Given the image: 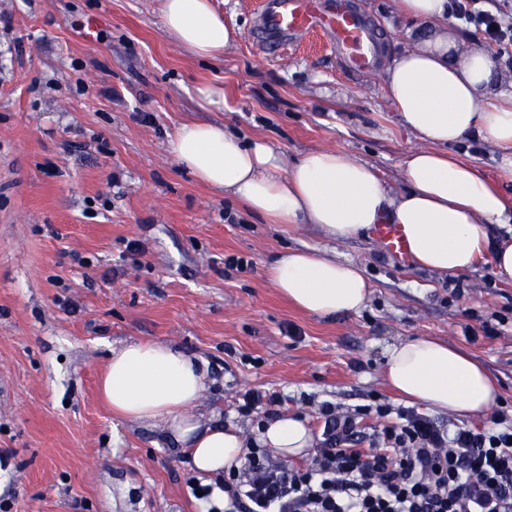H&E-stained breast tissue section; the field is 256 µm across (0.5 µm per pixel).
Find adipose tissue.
Instances as JSON below:
<instances>
[{
	"label": "adipose tissue",
	"instance_id": "ef3b65f1",
	"mask_svg": "<svg viewBox=\"0 0 512 512\" xmlns=\"http://www.w3.org/2000/svg\"><path fill=\"white\" fill-rule=\"evenodd\" d=\"M396 2L401 15L431 27L385 69L390 101L423 142L404 159L405 189L394 190L354 154L313 149L290 162L270 142L247 141L212 123L181 124L170 150L198 180L270 223L315 224L334 241L375 224H398L421 268L454 275L473 270L485 255L493 275L512 280V236L488 237L489 225L512 222V210L472 163L451 150L474 136L502 149L501 165L512 170V79H499L495 55L449 37L448 0ZM162 24L168 37L201 58L224 52L235 40L210 0H163ZM266 274L282 296L320 317L359 313L370 294L359 265L321 250L284 252ZM385 355L386 377L408 403L467 418L496 401L487 370L458 347L419 337L389 345ZM204 391L202 360L141 341L114 348L100 382L115 415L165 425L207 477L239 466L249 444L240 430L207 425L194 415ZM259 440L283 457L305 455L316 443L306 422L288 415L267 420Z\"/></svg>",
	"mask_w": 512,
	"mask_h": 512
}]
</instances>
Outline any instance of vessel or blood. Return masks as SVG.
I'll list each match as a JSON object with an SVG mask.
<instances>
[{"instance_id": "b4317fda", "label": "vessel or blood", "mask_w": 512, "mask_h": 512, "mask_svg": "<svg viewBox=\"0 0 512 512\" xmlns=\"http://www.w3.org/2000/svg\"><path fill=\"white\" fill-rule=\"evenodd\" d=\"M316 31L335 42L352 70L372 69L373 32L348 0H268L261 17V34L295 40ZM373 234L387 251L408 261L407 242L400 225L377 224Z\"/></svg>"}]
</instances>
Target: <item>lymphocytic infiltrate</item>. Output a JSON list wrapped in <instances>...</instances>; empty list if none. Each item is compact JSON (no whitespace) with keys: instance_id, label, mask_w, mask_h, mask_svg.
Masks as SVG:
<instances>
[{"instance_id":"obj_1","label":"lymphocytic infiltrate","mask_w":512,"mask_h":512,"mask_svg":"<svg viewBox=\"0 0 512 512\" xmlns=\"http://www.w3.org/2000/svg\"><path fill=\"white\" fill-rule=\"evenodd\" d=\"M451 0L449 19L479 30L486 45L512 46V14ZM383 418L364 434L365 416ZM322 439L311 462L288 468L250 448L218 485L197 484L204 512H512V420L448 429L413 408L379 404L342 413L322 402ZM227 496L224 504L214 489Z\"/></svg>"}]
</instances>
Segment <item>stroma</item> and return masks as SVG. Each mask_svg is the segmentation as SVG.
<instances>
[{"instance_id":"35a3bbf8","label":"stroma","mask_w":512,"mask_h":512,"mask_svg":"<svg viewBox=\"0 0 512 512\" xmlns=\"http://www.w3.org/2000/svg\"><path fill=\"white\" fill-rule=\"evenodd\" d=\"M264 2L211 0L237 39L201 59L166 36L161 0H0V448L12 452L0 512H201L186 449L99 395L112 348L131 341L205 361L200 413L247 435L255 425L237 405L252 388L281 392L280 413L317 434L323 401L400 408L385 349L424 336L461 348L498 386L469 427L512 413V282L489 264L457 274L455 295L448 277L399 262L373 234L336 242L313 224L266 223L170 152L180 124L215 123L290 160L319 148L358 155L404 188L419 142L386 94L383 63L353 72L318 34L257 38ZM351 5L388 57L423 29L393 0ZM204 83L223 87V110L198 105ZM453 151L512 206L498 148L467 139ZM292 249L360 265L365 308L316 317L288 303L265 270ZM231 256L239 265L225 266Z\"/></svg>"}]
</instances>
